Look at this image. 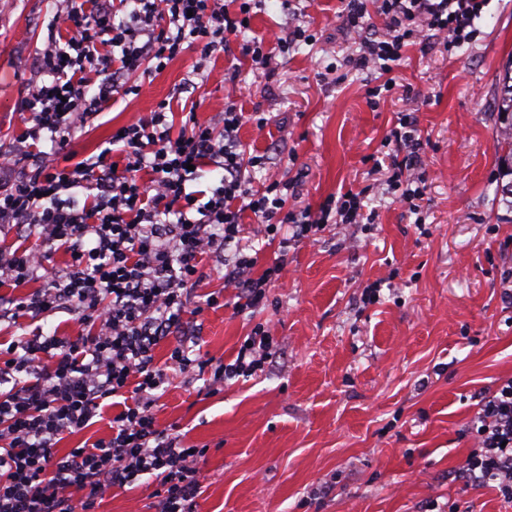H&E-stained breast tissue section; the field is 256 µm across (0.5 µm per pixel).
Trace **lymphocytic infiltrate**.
Returning a JSON list of instances; mask_svg holds the SVG:
<instances>
[{"label":"lymphocytic infiltrate","instance_id":"f902f5d3","mask_svg":"<svg viewBox=\"0 0 512 512\" xmlns=\"http://www.w3.org/2000/svg\"><path fill=\"white\" fill-rule=\"evenodd\" d=\"M264 0H69L55 13L36 64L44 77L18 102L25 130L16 138L13 173L0 181V224L40 248L0 245V324L21 318L73 315L76 338L21 335L0 347V512H97L112 489L156 480V512H196L204 476L202 448L189 449L179 425L160 427L155 407L169 371L199 374L209 393L228 380L248 377L273 357V340L255 326L233 362L203 354L188 330L200 315L195 291L205 277V255L224 261V285L248 309L262 305L278 280L284 258L254 275L257 263L243 245L244 213L258 232L281 246L313 240L328 224H358L365 195L346 190L318 209L290 206L295 183L258 186L254 170L266 158L247 154L240 129L245 118L234 101L215 121L195 110L180 121L170 101L113 134L99 154L78 158L77 134L112 101L139 94L134 74L162 72L185 51L198 53L195 74L227 52ZM487 0H340L341 31L355 48L343 59L347 71L382 75L400 66L407 48L463 46ZM287 33L274 41L255 38L243 57L267 69L275 54L316 40L301 8H289ZM49 138L50 151L40 150ZM396 150L386 191L410 213L424 208L426 184L417 121L398 117L386 137ZM218 170L217 186L187 191L204 171ZM86 185L83 201L61 191ZM69 257L50 268L54 253ZM44 278L43 287L21 296L13 288ZM171 343L168 368L155 351ZM116 411L106 437L60 452L59 442L91 425L106 400ZM471 428L477 447L455 480L496 483L512 503V378L478 403Z\"/></svg>","mask_w":512,"mask_h":512}]
</instances>
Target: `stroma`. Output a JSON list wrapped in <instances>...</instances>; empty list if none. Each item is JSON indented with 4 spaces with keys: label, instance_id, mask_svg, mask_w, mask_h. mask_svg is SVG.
<instances>
[{
    "label": "stroma",
    "instance_id": "stroma-1",
    "mask_svg": "<svg viewBox=\"0 0 512 512\" xmlns=\"http://www.w3.org/2000/svg\"><path fill=\"white\" fill-rule=\"evenodd\" d=\"M63 0H0V175L24 124L17 103L41 81L35 54ZM338 0H309L318 40L275 56L270 71L238 58L249 88L237 106L265 112L241 141L267 154L256 183L296 179L298 208L367 190L374 223L329 224L316 241L288 248V264L262 307L242 311L209 259L200 294L223 291L195 332L202 351L231 360L255 325L277 354L223 392L170 375L160 427L178 424L187 444L207 446L197 512H512L490 485L449 481L475 443V396L512 377V209L500 200L494 101L512 62V0H488L474 43L410 48L395 87L369 105L364 76L325 75ZM196 62L187 51L144 79L139 95L106 108L78 148L95 155L118 128L175 94L200 119L224 109L228 57L184 90ZM414 112L425 143L426 200L407 213L385 194L375 167L399 112ZM372 300H364L366 286ZM155 482L107 494L98 512H154Z\"/></svg>",
    "mask_w": 512,
    "mask_h": 512
}]
</instances>
